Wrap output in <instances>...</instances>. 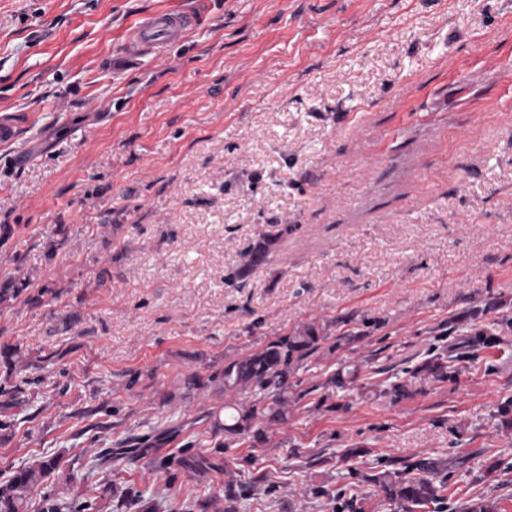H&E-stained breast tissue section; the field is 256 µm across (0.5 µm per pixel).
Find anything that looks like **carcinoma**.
Wrapping results in <instances>:
<instances>
[{
    "instance_id": "obj_1",
    "label": "carcinoma",
    "mask_w": 512,
    "mask_h": 512,
    "mask_svg": "<svg viewBox=\"0 0 512 512\" xmlns=\"http://www.w3.org/2000/svg\"><path fill=\"white\" fill-rule=\"evenodd\" d=\"M278 238L279 234H261L248 247L232 277L238 286H245L254 269L267 261ZM490 311L491 308L486 306H474L449 318L447 334L436 337L422 362L396 369L385 379L366 383L363 388L399 403L413 395V385L417 382L457 380L468 365L479 359L482 350L509 344L508 337L498 333L496 327L504 324L512 328V318L495 319L488 326L476 324ZM338 324L346 326L349 321L334 319L322 324L307 323L290 333L273 336L250 352L225 361L224 369L208 378L209 382L222 387L224 395L231 397V401L224 403V423L215 424L216 429L224 432L223 448L227 449L229 443L241 439L265 445L280 426L288 423L301 401L313 392L310 387H302V380L297 378L304 363L324 349L334 352L345 335L365 336L362 331L348 329L344 335L333 338L330 328ZM330 339L333 340L331 344L328 343ZM358 374L357 366L337 368L322 384L327 393L321 396V401L346 391ZM493 417L497 420V428L512 430V396L496 405ZM146 453L145 448H121L116 453H109L105 463L111 470L120 471L126 465L127 455ZM369 454L371 451L359 444L345 449L342 458L349 463L347 475L361 484L375 487L392 512H450L446 491L452 472L448 471V460L427 457L397 462L380 457L368 472L352 466V462ZM59 466L60 457L44 455L16 468L0 484V512H25L27 495L41 489ZM258 482L266 483L268 493L275 492L276 483L264 473L225 483L226 512H246L247 502L252 499ZM308 491L332 501L335 510L364 512L362 500L347 494L344 489L332 493L323 486L311 485ZM44 501L46 512L94 510L87 501H62L49 491L44 493Z\"/></svg>"
}]
</instances>
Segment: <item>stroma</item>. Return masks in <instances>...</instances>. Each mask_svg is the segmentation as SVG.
Segmentation results:
<instances>
[{
	"mask_svg": "<svg viewBox=\"0 0 512 512\" xmlns=\"http://www.w3.org/2000/svg\"><path fill=\"white\" fill-rule=\"evenodd\" d=\"M159 10L196 14L177 41L126 56ZM0 479L43 455L48 483L99 512H224V484L265 472L250 512H331L338 454L453 460L451 504L512 512V349L400 403L351 394L297 411L263 447H217L225 360L314 320L363 338L313 360H423L450 317L512 315V0H0ZM287 226L238 288L241 254ZM136 385H129L131 375ZM207 387L186 390L190 375ZM149 438L115 474L105 449ZM220 458L222 472L156 457ZM253 455L254 464L243 461Z\"/></svg>",
	"mask_w": 512,
	"mask_h": 512,
	"instance_id": "stroma-1",
	"label": "stroma"
}]
</instances>
